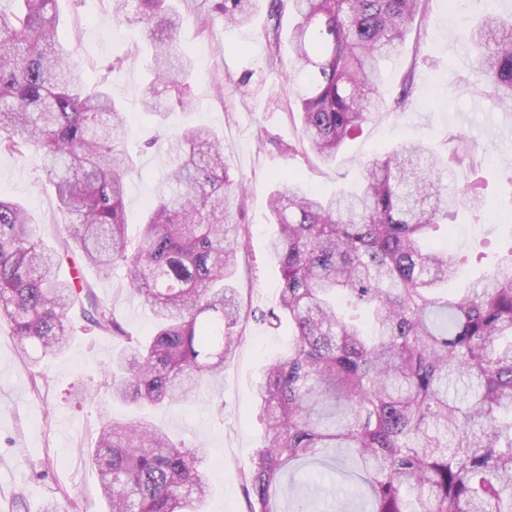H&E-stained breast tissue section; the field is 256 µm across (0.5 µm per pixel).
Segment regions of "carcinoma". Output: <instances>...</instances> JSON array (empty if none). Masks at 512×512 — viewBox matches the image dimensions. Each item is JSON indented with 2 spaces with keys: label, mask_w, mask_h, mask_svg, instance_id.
Masks as SVG:
<instances>
[{
  "label": "carcinoma",
  "mask_w": 512,
  "mask_h": 512,
  "mask_svg": "<svg viewBox=\"0 0 512 512\" xmlns=\"http://www.w3.org/2000/svg\"><path fill=\"white\" fill-rule=\"evenodd\" d=\"M58 0H0V152L44 155L46 181L70 217L65 252L128 290L154 315L146 339L129 334L81 273L55 272L56 251L19 204L0 198V319L30 368L62 355L71 310L124 344L109 384L115 402L180 404L224 372L243 338L233 281L243 225L241 183L215 132L187 127L169 139L173 168L126 235L124 195L134 159L124 113L72 68L60 39ZM428 0H269V58L280 57V20L295 23L291 117L300 140L335 163L369 117L387 107L381 62L406 40ZM257 0H113L153 49L144 106L158 122L183 98L158 86L191 61L179 36L251 21ZM487 92L512 106V18L487 15L461 34ZM470 169L404 142L364 164V184L325 198L290 178L270 199V260L281 274L273 326L288 321V351L256 382L264 443L245 474L249 512H281L284 475L327 448H345L369 512H512V253L466 291L448 281L469 257L426 237L450 228L458 207L481 206L478 179L450 190L444 176ZM207 450L177 445L147 421L101 419L89 458L109 512H203L214 478Z\"/></svg>",
  "instance_id": "carcinoma-1"
}]
</instances>
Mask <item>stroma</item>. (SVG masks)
Here are the masks:
<instances>
[{"label":"stroma","mask_w":512,"mask_h":512,"mask_svg":"<svg viewBox=\"0 0 512 512\" xmlns=\"http://www.w3.org/2000/svg\"><path fill=\"white\" fill-rule=\"evenodd\" d=\"M488 7L512 14V0H430L405 45L382 66L388 98L408 90L407 107L373 114L335 164L323 166L306 161L290 117L295 102L286 80L292 70L289 49L281 51V80L250 84L245 94L236 88L244 72L259 75L268 68V0H259L244 27L219 23L200 34L193 24L184 25L180 40L194 69L187 79L162 89L161 97L184 95L192 105L184 112L173 111L162 126L142 105L150 58L141 28L119 23L112 0H95L90 9L59 0L58 27L75 47L74 66L91 77H106L112 99L127 118L136 162L125 199L129 236L139 234L144 206L172 165L167 143L184 127L203 126L223 138L230 172L244 185L238 221L245 226V246L238 254L234 281L244 339L225 363L222 378L194 401L178 409L143 412L173 440L208 448L206 465L216 489L206 512H248L243 474L265 436L255 411L254 385L264 365L282 355L288 340L287 327L274 329L259 318L279 305V273L267 245L275 230L268 222V201L280 179L295 176L305 188L331 195L361 185L364 163L403 141L422 142L442 156L456 146L468 151L488 188L482 209L458 210L453 243L462 253L478 249L487 258L467 263L451 289L462 291L469 278L490 273L492 258L512 246V225L499 219L512 211V109H502L481 92L472 57L458 39ZM218 79L224 82L220 95L214 89ZM260 128L266 131L261 139L256 136ZM0 196L26 206L44 242L59 246L63 219L53 190L45 184L40 153L0 154ZM83 275L99 299L112 303L128 332L147 334L150 312L124 290L122 269H114L105 280L90 267ZM72 320L70 349L43 361L37 383L17 354L7 322L0 320V512H44L51 501L61 512H108L86 451L94 445L103 414L127 420L136 411L109 397L118 341L89 330L80 309H73ZM279 507L281 512H366L368 502L358 494L345 449L333 448L327 457L285 476Z\"/></svg>","instance_id":"obj_1"}]
</instances>
